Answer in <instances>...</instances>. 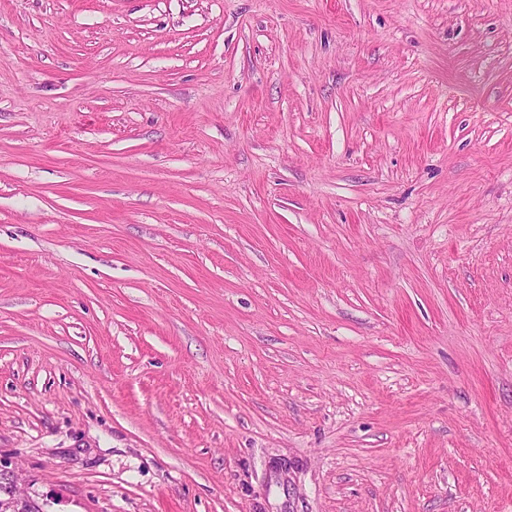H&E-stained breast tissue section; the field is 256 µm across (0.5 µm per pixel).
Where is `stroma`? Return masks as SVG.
<instances>
[{
  "instance_id": "stroma-1",
  "label": "stroma",
  "mask_w": 512,
  "mask_h": 512,
  "mask_svg": "<svg viewBox=\"0 0 512 512\" xmlns=\"http://www.w3.org/2000/svg\"><path fill=\"white\" fill-rule=\"evenodd\" d=\"M1 470L512 512V0H0Z\"/></svg>"
}]
</instances>
